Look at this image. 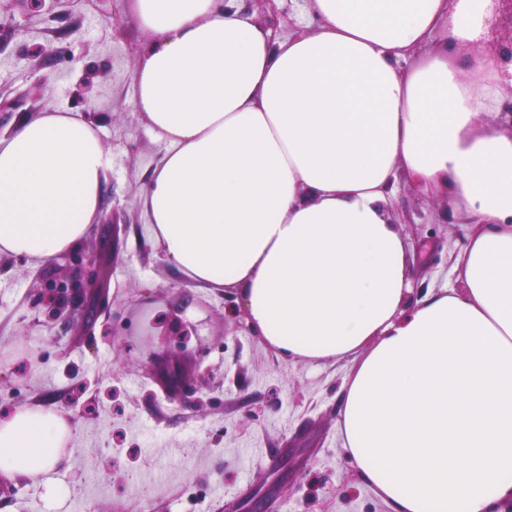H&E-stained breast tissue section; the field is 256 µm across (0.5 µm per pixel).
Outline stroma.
<instances>
[{"instance_id": "35a3bbf8", "label": "stroma", "mask_w": 512, "mask_h": 512, "mask_svg": "<svg viewBox=\"0 0 512 512\" xmlns=\"http://www.w3.org/2000/svg\"><path fill=\"white\" fill-rule=\"evenodd\" d=\"M144 36L127 0H64L38 14L0 0V137L40 112H72L109 158L102 220L76 249L106 285L92 330L49 321L37 300L57 262L0 255V416L51 407L72 438L43 481L12 477L0 512H389L345 455L340 393L353 363L281 358L236 291L188 283L162 258L144 190L167 150L135 104ZM388 216L407 244L411 299L455 285L467 245L446 192L400 180ZM196 324L187 346L169 317Z\"/></svg>"}]
</instances>
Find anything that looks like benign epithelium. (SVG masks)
I'll list each match as a JSON object with an SVG mask.
<instances>
[{"instance_id":"obj_1","label":"benign epithelium","mask_w":512,"mask_h":512,"mask_svg":"<svg viewBox=\"0 0 512 512\" xmlns=\"http://www.w3.org/2000/svg\"><path fill=\"white\" fill-rule=\"evenodd\" d=\"M63 261V277L45 280L40 288L39 301L47 306V316L51 321L62 319L67 323L76 315L82 323L90 324L97 316L90 301V296L98 288L97 257L91 255L78 265L72 264L67 257ZM170 335L177 337L185 346L189 338L196 335V329L177 319L171 326Z\"/></svg>"}]
</instances>
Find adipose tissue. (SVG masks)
<instances>
[{
	"mask_svg": "<svg viewBox=\"0 0 512 512\" xmlns=\"http://www.w3.org/2000/svg\"><path fill=\"white\" fill-rule=\"evenodd\" d=\"M495 6L303 0L314 30L277 41L234 0H128L145 36L136 106L170 145L145 192L165 261L239 289L279 355L352 359L343 447L394 512L512 497V135L488 121L512 63L469 54ZM107 167L65 112L0 139V254L41 264L79 247ZM402 175L447 189L470 222L456 286L413 304L387 213ZM70 435L38 406L0 418V474L38 479Z\"/></svg>",
	"mask_w": 512,
	"mask_h": 512,
	"instance_id": "adipose-tissue-1",
	"label": "adipose tissue"
}]
</instances>
